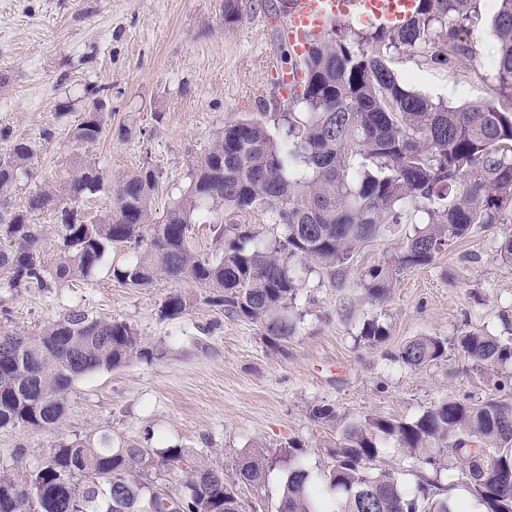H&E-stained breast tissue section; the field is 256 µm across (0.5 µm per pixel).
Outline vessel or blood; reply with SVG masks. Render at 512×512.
<instances>
[{
  "label": "vessel or blood",
  "instance_id": "1",
  "mask_svg": "<svg viewBox=\"0 0 512 512\" xmlns=\"http://www.w3.org/2000/svg\"><path fill=\"white\" fill-rule=\"evenodd\" d=\"M416 0H287L284 36L294 55H303L308 36L331 20L353 16L371 18L385 28L400 26L412 17Z\"/></svg>",
  "mask_w": 512,
  "mask_h": 512
}]
</instances>
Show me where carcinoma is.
<instances>
[{"mask_svg": "<svg viewBox=\"0 0 512 512\" xmlns=\"http://www.w3.org/2000/svg\"><path fill=\"white\" fill-rule=\"evenodd\" d=\"M477 0H418L415 14L395 28L355 32L334 24L310 40L307 54L284 63L303 73L291 95L303 105L275 116L287 124V139H274L266 125L241 119L224 125L188 169L189 185L171 201L162 220L153 219L158 181L142 168L111 186L112 210L88 222L76 205L103 187L91 164L72 169L60 183L31 195L25 209L0 214V270L15 285L59 283L90 276L104 256L134 244L133 260L113 268V277L146 287L159 277L194 283L204 302L230 318L260 326L268 348L285 351L297 325L288 311L297 289L299 261L336 275L355 251L386 224L410 223L417 213L427 225L404 245L401 267L426 266L478 224H512V0H496L491 26L498 43L489 64L497 97L491 102L448 106L398 81L387 65L393 50L408 49L450 70L475 57L469 39L479 14ZM105 114L86 112L74 129L81 145L104 136ZM28 142L15 140L0 156V196L27 173ZM56 214L59 257L42 251L38 212ZM262 216L283 228L271 246L258 244L242 222ZM194 224H207L224 243L216 260L189 246ZM374 298L387 294L391 270L367 272ZM187 299L172 293L163 310L183 312ZM373 345L386 339L372 321L363 331ZM0 428L32 431L59 424L68 410L73 381L114 370L148 354L130 323L72 310L40 332L24 336L0 329ZM455 346L468 359L490 366L512 363V336L466 332ZM448 355V342L420 336L395 359L422 368ZM508 396L481 404L444 398L414 420L349 421L328 405L312 417L338 436L323 447L325 465L311 468L294 442L245 453L229 480L224 470L183 448L157 451L130 444L110 446L64 441L38 466L11 478L0 475V512H241L239 484L257 491L269 472L287 475L276 512H453L437 484L420 478L407 488L393 469L379 468L388 443L436 471L448 467L445 451L465 462L467 492L482 512H512V387ZM182 474L176 497L153 491L151 475ZM35 488L38 493L29 495Z\"/></svg>", "mask_w": 512, "mask_h": 512, "instance_id": "1", "label": "carcinoma"}]
</instances>
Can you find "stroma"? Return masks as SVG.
Returning a JSON list of instances; mask_svg holds the SVG:
<instances>
[{"mask_svg": "<svg viewBox=\"0 0 512 512\" xmlns=\"http://www.w3.org/2000/svg\"><path fill=\"white\" fill-rule=\"evenodd\" d=\"M281 0H243L233 24L224 0H0V129L29 143V174L6 199L8 210L60 180L72 167L95 164L105 190L83 197L86 220L112 208L110 184L137 169L159 177L155 219L186 189L187 170L226 123L273 114ZM429 63L400 50L387 64L397 78L435 100L459 106L492 98L485 69ZM108 113L107 132L92 146L71 132L93 101ZM52 130L45 138L44 130ZM418 224H389L352 260L327 273L298 266L290 311L298 333L285 352L267 348L257 324L226 317L204 303L205 289L160 277L143 288L118 282L112 267L134 248L108 253L90 276L68 283L12 286L0 274V328L34 334L81 310L134 325L152 351L112 371L77 378L60 425L40 431L0 428V474L36 467L60 442L108 435L113 447L184 448L234 475L243 454L288 442L306 447L310 467L323 466L320 445L331 433L314 420L329 405L354 420L413 419L439 399L480 402L512 367L487 370L449 350L445 360L410 369L396 354L418 336L448 341L472 330L512 335V264L499 258L505 225L475 227L427 266L395 268L387 294L363 285L372 267L397 258ZM185 310L163 314L172 293ZM386 330L373 345L362 331Z\"/></svg>", "mask_w": 512, "mask_h": 512, "instance_id": "stroma-1", "label": "stroma"}]
</instances>
